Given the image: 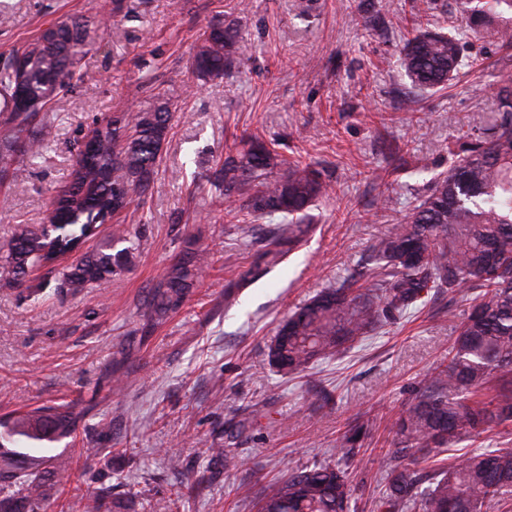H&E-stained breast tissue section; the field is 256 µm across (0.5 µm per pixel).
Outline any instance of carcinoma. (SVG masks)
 <instances>
[{
    "mask_svg": "<svg viewBox=\"0 0 512 512\" xmlns=\"http://www.w3.org/2000/svg\"><path fill=\"white\" fill-rule=\"evenodd\" d=\"M465 28L476 38L512 43V30L496 22L512 16V0H461ZM98 30L75 18L45 28L23 49L0 61V107L10 113L12 134L0 151V177L18 176L14 156L43 150L51 126L33 120L58 95L72 90L82 57L96 44ZM460 33L419 27L399 50L398 66L423 93L445 88L463 66ZM237 25L218 23L203 34L191 69L196 78H221L245 57ZM23 60V70L15 67ZM24 76L31 110L12 106ZM495 108L482 132L458 146L457 161L429 180L427 194L371 245L372 266L323 289L279 326L268 349L270 364L297 373L311 363L338 355L394 315L423 304L438 290L448 299L473 295L463 314L448 361L421 393L392 421L393 456L384 467L386 495L380 512H484L492 501L512 508V448H487L437 468L420 466L418 453L449 448L463 437H478L512 425V78L494 84ZM171 112L164 104L141 106L119 119L98 122L93 151L78 156L65 190L66 217L51 228L21 227L0 251V261L18 281L42 267L58 274L72 293L103 283L131 263L127 248L112 244L85 253L71 264L57 261L97 228L145 196L169 133ZM214 185L233 205L256 219L280 215L282 222L260 238L249 265L226 284L224 302L238 300L236 289L257 280L301 248L312 230L309 210L329 185L309 164L288 163L263 141L243 144L215 171ZM207 265L205 254L187 249L153 287L143 317L154 325L189 297ZM80 413L73 406L42 405L0 419V480L13 492L0 499V512H42L47 495L42 459L13 449L20 439L35 444L70 436ZM367 436L353 426L338 440L347 457ZM352 486L337 465L293 470L269 485L260 512H350Z\"/></svg>",
    "mask_w": 512,
    "mask_h": 512,
    "instance_id": "cac0c4a2",
    "label": "carcinoma"
}]
</instances>
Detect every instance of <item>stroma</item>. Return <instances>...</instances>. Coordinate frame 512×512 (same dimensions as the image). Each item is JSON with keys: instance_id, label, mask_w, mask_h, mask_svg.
Here are the masks:
<instances>
[{"instance_id": "obj_1", "label": "stroma", "mask_w": 512, "mask_h": 512, "mask_svg": "<svg viewBox=\"0 0 512 512\" xmlns=\"http://www.w3.org/2000/svg\"><path fill=\"white\" fill-rule=\"evenodd\" d=\"M104 0H0V59L51 24L101 20ZM72 91L44 115L53 141L0 181V246L46 222L102 118L160 100L170 130L147 194L117 218L133 252L126 270L73 294L45 270L22 284L0 271V416L72 403L75 432L42 448L45 512H89L104 488L118 512H257L288 470L342 464L355 512H378L393 418L445 363L470 294L389 320L343 354L286 375L268 361L279 323L323 288L370 263L372 239L426 194L433 174L494 107L491 82L512 75V47L469 39L479 66L423 94L398 52L422 0H115ZM237 23L240 70L199 83L190 62L203 33ZM259 138L318 169L329 195L311 209L300 250L224 304V285L275 218L225 217L210 178L230 149ZM116 223V224H117ZM211 259L182 308L142 334L152 287L186 246ZM371 436L336 453L355 422ZM233 447L237 462L217 457ZM70 465L59 478L55 459Z\"/></svg>"}]
</instances>
